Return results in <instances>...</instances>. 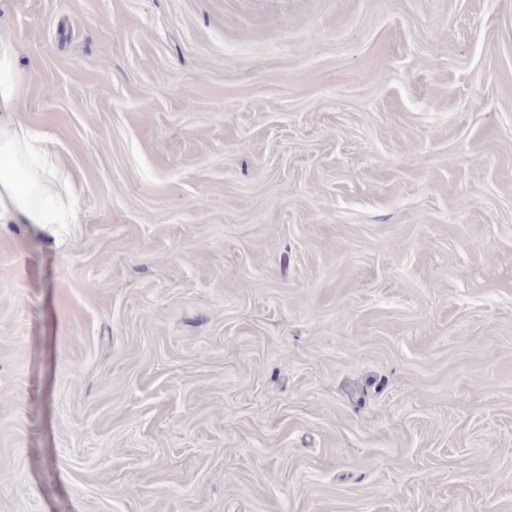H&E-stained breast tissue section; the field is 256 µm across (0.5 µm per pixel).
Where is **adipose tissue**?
<instances>
[{
    "mask_svg": "<svg viewBox=\"0 0 512 512\" xmlns=\"http://www.w3.org/2000/svg\"><path fill=\"white\" fill-rule=\"evenodd\" d=\"M15 56L13 44L0 42V224H61L72 194L60 183L54 142L17 117L27 75Z\"/></svg>",
    "mask_w": 512,
    "mask_h": 512,
    "instance_id": "ef3b65f1",
    "label": "adipose tissue"
}]
</instances>
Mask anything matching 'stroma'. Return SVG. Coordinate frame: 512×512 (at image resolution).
Listing matches in <instances>:
<instances>
[{
    "label": "stroma",
    "mask_w": 512,
    "mask_h": 512,
    "mask_svg": "<svg viewBox=\"0 0 512 512\" xmlns=\"http://www.w3.org/2000/svg\"><path fill=\"white\" fill-rule=\"evenodd\" d=\"M0 40L76 194L0 224V512H512V0Z\"/></svg>",
    "instance_id": "35a3bbf8"
}]
</instances>
